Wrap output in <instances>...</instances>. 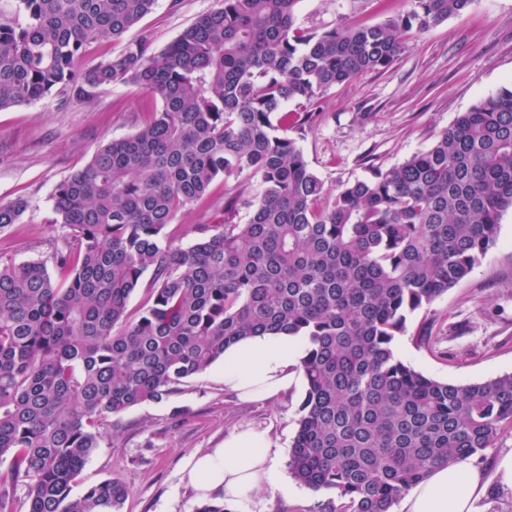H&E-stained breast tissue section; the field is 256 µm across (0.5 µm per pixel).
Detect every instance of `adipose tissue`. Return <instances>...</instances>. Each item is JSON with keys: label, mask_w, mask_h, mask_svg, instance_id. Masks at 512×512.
Masks as SVG:
<instances>
[{"label": "adipose tissue", "mask_w": 512, "mask_h": 512, "mask_svg": "<svg viewBox=\"0 0 512 512\" xmlns=\"http://www.w3.org/2000/svg\"><path fill=\"white\" fill-rule=\"evenodd\" d=\"M302 355L303 344L295 336L244 338L224 353V388L244 401L288 395L305 383ZM280 456V446L266 432L243 426L223 447L199 459L194 472L199 483L223 491L230 505L265 489L287 498L292 488L276 479ZM482 488L481 472L470 461L441 465L405 495L404 512H474Z\"/></svg>", "instance_id": "ef3b65f1"}]
</instances>
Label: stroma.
<instances>
[{
  "instance_id": "obj_1",
  "label": "stroma",
  "mask_w": 512,
  "mask_h": 512,
  "mask_svg": "<svg viewBox=\"0 0 512 512\" xmlns=\"http://www.w3.org/2000/svg\"><path fill=\"white\" fill-rule=\"evenodd\" d=\"M220 0H158L155 10L124 39L95 44L88 63L118 54L148 35L154 49L171 43L187 26L218 8ZM406 0H299V27L323 32L342 23L375 25L403 12ZM512 84V0H474L466 11L408 35L390 69L369 72L328 89L314 122L299 135L310 169L328 190L369 176L376 166L399 164L427 149L479 99ZM161 101L130 83L101 88L83 101L57 95L0 110V203L23 197L28 210L0 228V259L50 262L62 234L54 224L56 186L84 167L106 140L136 132ZM224 220V183L174 217L169 230L187 244L192 224ZM436 341L414 340L413 316L397 345L399 356L422 373L453 384L480 382L512 372V211L501 218L496 244L470 275L431 307ZM303 390L282 401L244 402L225 391L218 366L180 386L169 399L130 409L90 458L82 486L108 478L130 489L123 512H194L211 490L192 476L194 462L223 447L240 424L266 430L289 450ZM512 451V425L476 465L484 490L478 512H512V493L498 484L495 463ZM324 495L299 487L289 500L261 491L235 512H311Z\"/></svg>"
}]
</instances>
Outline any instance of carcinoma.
Segmentation results:
<instances>
[{
	"instance_id": "carcinoma-1",
	"label": "carcinoma",
	"mask_w": 512,
	"mask_h": 512,
	"mask_svg": "<svg viewBox=\"0 0 512 512\" xmlns=\"http://www.w3.org/2000/svg\"><path fill=\"white\" fill-rule=\"evenodd\" d=\"M157 0H17L0 12V110L58 94L89 101L132 83L162 107L101 144L53 193L63 228L42 261L0 260V512H122L129 489L74 494L103 425L168 399L245 336L298 337L306 389L288 468L332 496L317 512H394L432 469L492 447L512 423V373L451 384L395 352L408 320L458 285L512 210V86L459 113L430 147L326 194L292 133L321 95L388 70L402 34L474 0H407L376 25L307 33L299 0H222L167 47L146 35L80 69ZM293 103L300 111L284 112ZM260 178L253 199L225 188L224 223L174 244L173 217L218 179ZM252 209L234 222L238 206ZM28 201L0 203V227ZM150 274L134 315L131 294ZM195 512H232L220 494Z\"/></svg>"
}]
</instances>
